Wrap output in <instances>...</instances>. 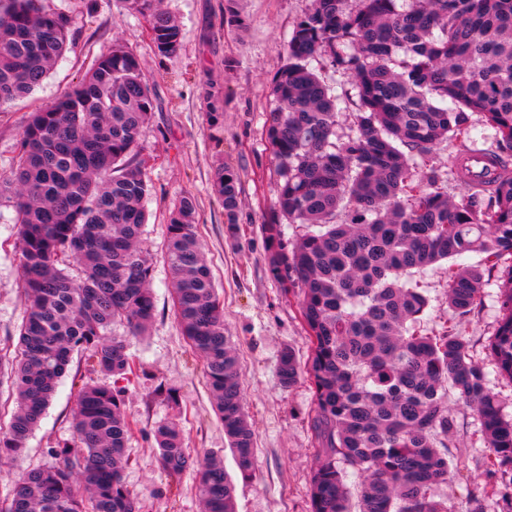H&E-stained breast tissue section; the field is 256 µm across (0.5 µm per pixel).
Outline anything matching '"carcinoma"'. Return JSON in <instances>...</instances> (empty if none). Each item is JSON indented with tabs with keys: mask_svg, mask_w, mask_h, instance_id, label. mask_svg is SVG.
<instances>
[{
	"mask_svg": "<svg viewBox=\"0 0 512 512\" xmlns=\"http://www.w3.org/2000/svg\"><path fill=\"white\" fill-rule=\"evenodd\" d=\"M143 15L161 57L182 32L153 0H122ZM70 45V21L42 0H0V108L32 94ZM287 62L272 78L276 109L265 142L276 164L274 200L262 225L268 266L284 294L297 292L311 354L282 351L278 377L312 384L319 462L312 512H448L433 489L453 471L458 434L448 391L475 412L487 448L485 483L464 512H512V417L485 365L455 326L421 329L428 308L415 273L448 265V308L469 317L485 279L499 283L502 316L487 344L498 376L512 381V0H313L295 22ZM320 59L349 76L338 94L311 66ZM208 125L223 117L219 91L199 82ZM154 109L137 55L115 42L77 85L31 113L16 161L0 173V199L15 211L24 315L18 351L0 385L15 396L0 454L25 447L73 355L92 370L128 375L137 364L117 324L147 333L155 303L152 266L141 244L152 186L138 158ZM353 110V133L340 137ZM495 130L482 155L496 177L473 183L460 164L441 175L418 162L440 142L474 141L471 117ZM467 186L456 202L448 179ZM239 174L217 166L213 188L227 223L240 207ZM303 227L292 245L281 219ZM197 204L169 211L165 259L182 335L203 361L224 434L242 475L254 467L238 357L196 233ZM475 253L480 263L460 259ZM74 444L49 449L53 463L26 471L0 512H141L124 483L133 423L121 391L79 386ZM164 470L196 472L204 512H234V486L215 456L186 448L178 421L156 431ZM360 474L356 491L348 470Z\"/></svg>",
	"mask_w": 512,
	"mask_h": 512,
	"instance_id": "obj_1",
	"label": "carcinoma"
}]
</instances>
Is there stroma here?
<instances>
[{
    "label": "stroma",
    "mask_w": 512,
    "mask_h": 512,
    "mask_svg": "<svg viewBox=\"0 0 512 512\" xmlns=\"http://www.w3.org/2000/svg\"><path fill=\"white\" fill-rule=\"evenodd\" d=\"M45 4L69 15L72 43L39 89L0 109V171L12 166L30 112L50 106L74 86L112 42L137 54L154 95L139 156L147 162L153 186L145 201L148 222L142 238L153 263L155 318L147 336L128 341V352L140 365L136 374L92 372L81 356H74L24 451L0 458V499L12 494L24 472L48 464L47 448L73 441L76 386L90 382L123 390V410L137 424L124 480L142 512H201L194 472L184 473L174 488L160 463L154 430L173 415L154 393L162 384L174 390L182 405L181 425L192 455H222L236 487V512H311L310 478L318 456L310 427L314 393L306 379L285 387L278 378L282 350L292 349L303 360L310 344L296 296L283 294L266 259L262 226L273 200L274 161L262 132L276 106L271 79L285 63L294 24L312 0H235L232 7L244 20L239 29L227 26L224 0H161L182 30L180 51L166 58L155 53L145 18L129 14L121 0ZM202 75L224 98V122L216 128L208 126L199 100ZM223 160L240 176L241 205L232 225L212 189L215 169ZM188 194L197 202V234L224 305V330L236 349L245 409L254 430L255 470L246 480L224 437L203 362L185 341L174 314L164 259L166 222L170 206ZM14 217L9 203L0 204V352L6 354L18 344L23 315ZM415 278L429 298L426 328L437 330L456 321L446 300L445 267L427 268ZM500 315L498 284L491 281L483 287L474 315L458 321L475 358H484ZM448 405L459 426V441L451 450L456 469L434 496L460 512L468 490L484 480L486 450L473 412L453 396Z\"/></svg>",
    "instance_id": "1"
}]
</instances>
